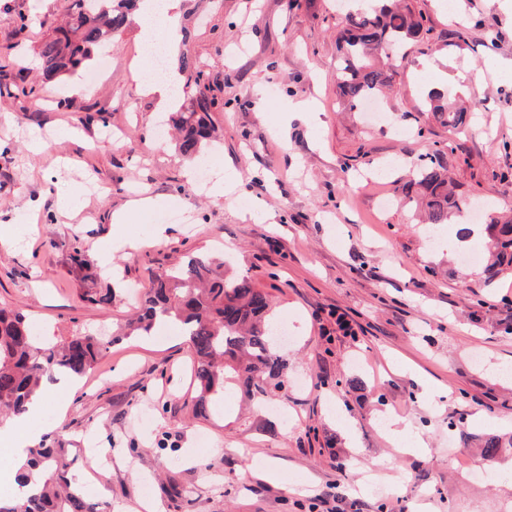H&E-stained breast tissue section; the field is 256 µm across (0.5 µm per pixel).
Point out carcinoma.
Here are the masks:
<instances>
[{
    "instance_id": "obj_1",
    "label": "carcinoma",
    "mask_w": 512,
    "mask_h": 512,
    "mask_svg": "<svg viewBox=\"0 0 512 512\" xmlns=\"http://www.w3.org/2000/svg\"><path fill=\"white\" fill-rule=\"evenodd\" d=\"M142 0H73L66 25L54 29L38 49L43 74L54 79L90 60L95 50L116 38L127 26L129 14ZM367 6L345 17L340 32L341 54L336 63V92L351 112L392 81L401 58L395 49L415 38L420 21L397 0H365ZM181 70L188 73L184 88L199 85L204 66L185 55ZM214 101L203 92H191L188 104L174 113L178 130L175 146L189 160L197 159L213 138ZM426 112L440 125L454 130L467 125L468 110L453 107L441 92L429 93ZM405 206L424 210L425 223L437 231L450 213H462L467 202L454 192L441 155L416 166L403 185ZM491 262L484 283L512 272V221L491 224ZM274 302L247 275L219 272L206 256H193L183 266L155 276L150 282L132 331L148 334L159 323L180 322L194 354L196 395L193 411L205 415L229 383L250 397L262 396L267 386H281L287 363L273 345L269 320ZM107 349L95 336H74L59 342H40L26 318L0 309V418L21 415L30 397L54 375L81 376L92 369ZM508 441L491 435L481 453L495 457ZM70 449L41 446L27 450L23 469L44 477L39 491L0 500V512H107L106 502L79 484Z\"/></svg>"
}]
</instances>
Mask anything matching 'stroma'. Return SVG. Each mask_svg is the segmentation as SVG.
<instances>
[{"mask_svg":"<svg viewBox=\"0 0 512 512\" xmlns=\"http://www.w3.org/2000/svg\"><path fill=\"white\" fill-rule=\"evenodd\" d=\"M343 2L180 0L187 38L169 45L168 69L196 58L222 101L205 155L212 181L232 174L236 186L217 199L155 135L170 111L138 90L136 22L106 46L96 83L84 70L48 80L38 46L70 0H0V225L24 220L19 243L0 245V307L55 341L111 333L105 356L45 405L55 428L41 439L78 453L77 480L111 512L146 500L164 512H323L313 501L328 493L340 512H512V448L488 463L478 448L512 435V276L483 287L486 261L469 257L480 242L445 249L458 224L430 240L406 209L380 206L439 153L482 205L478 224L512 214V0H404L423 30L380 100L382 123L336 95ZM19 80L31 96H16ZM435 85L469 109L464 131L425 113ZM33 133L45 140L36 155ZM143 197L156 206L135 208ZM175 210L185 223L169 221ZM118 211L129 244L109 275L100 250ZM76 249L91 278L74 271ZM189 254L249 276L288 326L282 387L260 401L228 388L204 417L180 329L121 333L152 274ZM105 292L111 304H96ZM389 414L413 422L419 448L393 447Z\"/></svg>","mask_w":512,"mask_h":512,"instance_id":"obj_1","label":"stroma"}]
</instances>
